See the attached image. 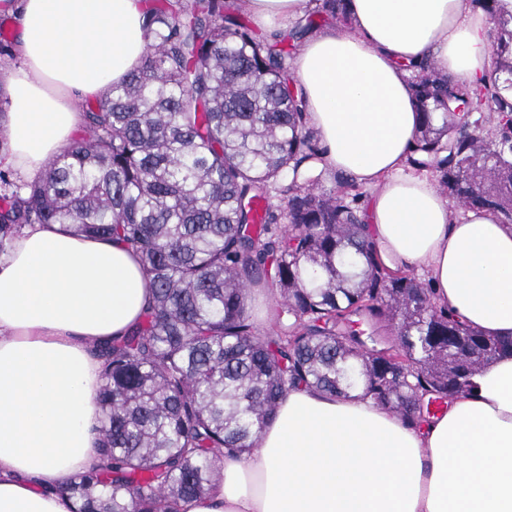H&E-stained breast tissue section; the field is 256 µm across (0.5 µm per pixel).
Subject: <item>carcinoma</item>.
Instances as JSON below:
<instances>
[{"mask_svg":"<svg viewBox=\"0 0 512 512\" xmlns=\"http://www.w3.org/2000/svg\"><path fill=\"white\" fill-rule=\"evenodd\" d=\"M315 2L260 39L234 0H149L142 69L82 105L86 134L32 181L0 169V254L31 224H63L135 251L150 288L141 322L92 344L101 459L60 489L74 512H180L219 479L224 450L252 449L290 384L358 391L414 422L512 346L381 259L353 180L322 185L305 96L289 89L293 50L344 11ZM496 26L512 75V16ZM408 68L423 122L407 163L512 224V99L495 79ZM9 106L0 82V154ZM261 283L279 302L264 335L248 307Z\"/></svg>","mask_w":512,"mask_h":512,"instance_id":"cac0c4a2","label":"carcinoma"}]
</instances>
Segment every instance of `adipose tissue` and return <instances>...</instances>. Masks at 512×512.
Wrapping results in <instances>:
<instances>
[{"label":"adipose tissue","instance_id":"ef3b65f1","mask_svg":"<svg viewBox=\"0 0 512 512\" xmlns=\"http://www.w3.org/2000/svg\"><path fill=\"white\" fill-rule=\"evenodd\" d=\"M261 25L291 26L310 0H239ZM12 110L0 159L40 175L72 141L75 101L141 69L143 0H12ZM348 19L310 34L292 63L322 164L374 187L367 227L386 264L422 269L465 325L512 341V224L457 218L434 180L402 169L422 115L405 66L430 57L449 80L505 82L472 0H348ZM150 299L136 254L58 224L24 229L0 255V512H69L57 488L99 456L102 367L92 343L125 334ZM477 388L411 424L354 393L289 387L252 450L181 512H512V354Z\"/></svg>","mask_w":512,"mask_h":512}]
</instances>
